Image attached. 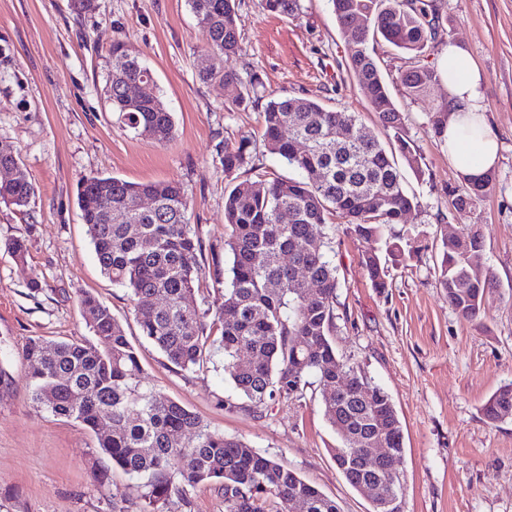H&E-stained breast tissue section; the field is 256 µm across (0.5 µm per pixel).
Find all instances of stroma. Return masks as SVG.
Instances as JSON below:
<instances>
[{
    "label": "stroma",
    "mask_w": 512,
    "mask_h": 512,
    "mask_svg": "<svg viewBox=\"0 0 512 512\" xmlns=\"http://www.w3.org/2000/svg\"><path fill=\"white\" fill-rule=\"evenodd\" d=\"M98 4L79 16L70 0H0V135L18 150L35 191L29 214L0 205V367L13 378L0 393V512H112L122 496L137 493L139 479L101 459L94 434L31 399L21 350L34 337L91 339L79 304L84 291L123 324L149 385L211 429L296 471L334 498L340 512H371L368 496L346 481L330 454L337 436L314 388L301 402L262 411L225 407L234 390L223 351L213 350L203 368H176L141 336L127 290L102 274L76 201L79 180L179 181L202 244L198 260L209 270L224 259V195L247 176L225 174V142L250 137L267 171H291L258 144L260 107L225 109V90L199 80L201 34L187 0ZM301 5L294 20L263 11L259 0H240L244 53L225 67L254 66L267 91L357 113L377 128L365 91L346 70L350 47L328 0ZM433 5L443 35L425 60L438 66L456 41L483 73L481 110L500 143L495 179L482 200L458 206L457 172L429 124L432 109L448 100L445 84L427 99L407 101L399 81L407 54L375 44L390 93L408 111L405 130L419 167L403 174L419 206L385 233L411 256L390 267L381 292L361 264L366 242L337 224L329 251L339 280L332 341L337 357L358 365L397 411L404 436L400 512H512V417L492 423L482 413L512 382V0ZM116 40L147 58L174 118L167 145L134 137L106 101ZM464 224L482 234L495 281L485 312L471 320L449 306L437 284L441 232ZM14 239L24 241L25 260L7 252Z\"/></svg>",
    "instance_id": "stroma-1"
}]
</instances>
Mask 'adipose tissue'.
<instances>
[{
    "mask_svg": "<svg viewBox=\"0 0 512 512\" xmlns=\"http://www.w3.org/2000/svg\"><path fill=\"white\" fill-rule=\"evenodd\" d=\"M441 68L451 109L444 134L448 159L460 174L482 175L495 168L499 152L497 137L479 111L484 77L467 50L455 42L448 44Z\"/></svg>",
    "mask_w": 512,
    "mask_h": 512,
    "instance_id": "adipose-tissue-1",
    "label": "adipose tissue"
}]
</instances>
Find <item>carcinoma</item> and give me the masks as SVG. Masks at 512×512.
<instances>
[{"label":"carcinoma","mask_w":512,"mask_h":512,"mask_svg":"<svg viewBox=\"0 0 512 512\" xmlns=\"http://www.w3.org/2000/svg\"><path fill=\"white\" fill-rule=\"evenodd\" d=\"M201 29L205 64L199 79L209 85L233 86L237 93L224 107L238 108L265 100L262 141L266 151L293 168L295 177H267L260 172L251 140L224 142V173L246 168L254 176L224 195V253L230 267L215 265L213 284L224 287L223 303L213 328L220 332L225 371L235 390L259 410L271 403L299 401L316 378L324 416L339 438L330 449L352 487H375L372 512L402 494L393 462L379 471H363L355 458L379 437L403 454V431L388 394L353 365L338 360L331 336L338 280L328 254L330 221L340 219L358 239L380 241L388 226L400 224L418 206L403 186L393 151L411 169L418 157L405 138V112L392 99L369 44L382 39L413 55L401 72L405 96L420 99L438 82L437 69L420 60L425 47L438 40L439 16L430 0H328L336 22L353 51L350 75L365 90L371 111L396 143L391 150L353 112L329 109L308 98L265 93L259 73L224 69V58L243 51L238 27V0H187ZM261 8L300 18V0H259ZM112 72L106 93L124 127L155 145L174 137V118L164 104L151 68L141 53L120 40L110 50ZM142 85L139 99L127 98V85ZM448 104L430 113L434 134L448 126ZM20 160L16 148L0 136V166ZM324 172L319 181L314 171ZM458 201L482 199L493 173L458 175ZM34 195L28 176L0 187V202L26 212ZM141 196L154 207L137 209ZM77 205L87 225L102 273L128 290L141 335L167 361L182 370L203 366L212 342L204 334L208 311L193 302L201 268V241L190 224L189 201L174 180L133 183L115 176H92L77 186ZM483 242L462 226L441 238L438 284L448 304L472 319L484 311L494 276L482 262ZM387 259L374 248L362 254L373 288L387 287L388 264L399 265L405 251L386 247ZM302 269L319 284L309 291L296 277ZM80 304L86 326L99 343L30 339L22 349L32 382V401L53 416L97 431L112 420V432L97 435L99 452L112 467L144 476L138 512H160L186 502L188 489L218 485L224 512H292V502L306 499L308 512H339L326 496L236 437L203 423L186 406L143 385L139 355L120 321L94 294L84 291ZM247 351L244 365L238 355ZM512 414V383L485 403L490 422Z\"/></svg>","instance_id":"1"}]
</instances>
